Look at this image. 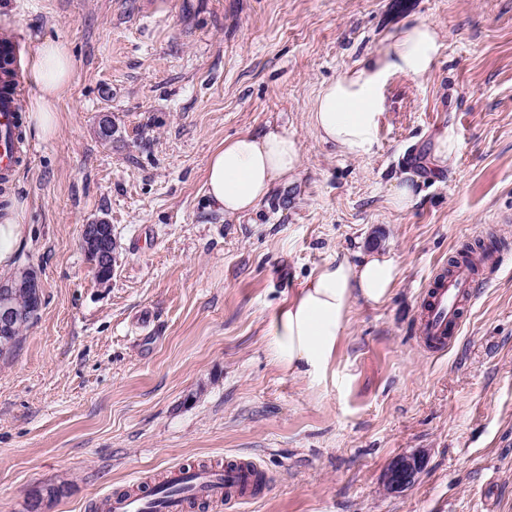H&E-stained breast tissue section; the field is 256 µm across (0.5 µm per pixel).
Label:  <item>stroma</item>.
Instances as JSON below:
<instances>
[{
  "label": "stroma",
  "mask_w": 512,
  "mask_h": 512,
  "mask_svg": "<svg viewBox=\"0 0 512 512\" xmlns=\"http://www.w3.org/2000/svg\"><path fill=\"white\" fill-rule=\"evenodd\" d=\"M407 21L439 27L440 55L388 80L374 153L345 156L315 135L312 103ZM3 34L63 41L78 66L55 136L25 137L0 181L27 223L0 279L31 267L42 285L0 360V512H93L242 454L269 486L231 512H512V0H0ZM272 128L298 138L300 172L256 210L217 213L210 155ZM448 128L460 148L431 167ZM413 178L415 204L393 210ZM100 220L118 244L106 281L80 245ZM491 240L458 334L425 348L433 276ZM361 248L398 263L396 288L353 301L324 369L289 372L274 321ZM412 453L417 481L387 491Z\"/></svg>",
  "instance_id": "1"
}]
</instances>
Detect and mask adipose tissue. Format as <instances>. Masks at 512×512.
<instances>
[{"label":"adipose tissue","mask_w":512,"mask_h":512,"mask_svg":"<svg viewBox=\"0 0 512 512\" xmlns=\"http://www.w3.org/2000/svg\"><path fill=\"white\" fill-rule=\"evenodd\" d=\"M441 47L433 24L399 26L377 51L321 87L310 116L316 135L342 154L371 155L377 145L378 120L386 107L388 79L397 74H427ZM20 67L21 79L30 90L26 131L37 140H48L59 127L58 103L73 80L75 60L64 42L45 39L26 45ZM301 161L300 142L288 130L239 135L210 155L206 195L212 208L227 217L254 210L275 180L299 172ZM24 211V204L17 201L0 211V266L9 263L23 238ZM400 275L398 264L377 251L362 253L355 261L335 257L319 267L277 318L274 334L280 362L292 372L320 371L333 354L353 300L383 302Z\"/></svg>","instance_id":"1"}]
</instances>
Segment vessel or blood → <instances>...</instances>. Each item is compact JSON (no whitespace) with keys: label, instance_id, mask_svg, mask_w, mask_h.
I'll list each match as a JSON object with an SVG mask.
<instances>
[{"label":"vessel or blood","instance_id":"1","mask_svg":"<svg viewBox=\"0 0 512 512\" xmlns=\"http://www.w3.org/2000/svg\"><path fill=\"white\" fill-rule=\"evenodd\" d=\"M15 114L9 101L0 102V170L11 171L17 164V153L9 148L4 135L13 126ZM475 286V272L471 264L454 266L446 277L440 278L431 291L421 332L431 345H445L457 330L462 315V302L468 299ZM173 486H190L198 499L215 502L244 503L263 485V478L255 463L233 461L224 469L171 467L166 477ZM105 512H142L138 497L108 495Z\"/></svg>","mask_w":512,"mask_h":512}]
</instances>
